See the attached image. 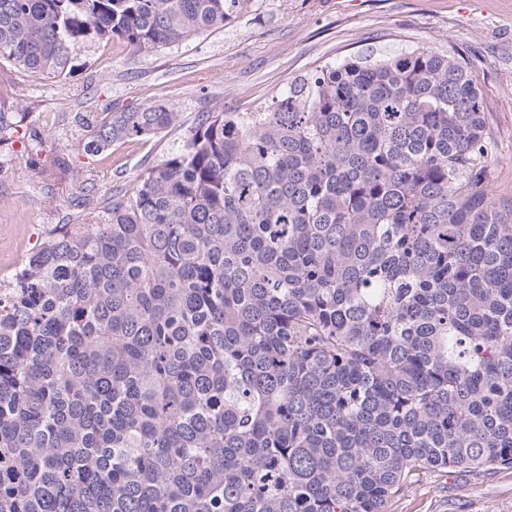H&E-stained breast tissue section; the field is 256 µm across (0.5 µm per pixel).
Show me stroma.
Wrapping results in <instances>:
<instances>
[{
	"label": "stroma",
	"mask_w": 512,
	"mask_h": 512,
	"mask_svg": "<svg viewBox=\"0 0 512 512\" xmlns=\"http://www.w3.org/2000/svg\"><path fill=\"white\" fill-rule=\"evenodd\" d=\"M418 46L456 50L468 60L496 131L489 183L497 196L512 198V0H245L223 28L180 44L141 53L117 40L84 46L64 80L1 61L0 107L23 115L43 144L37 154L15 144L0 160V278L51 227L84 219L78 184L57 170L42 174L39 163L71 153L76 113L164 100L179 114L164 135L80 155L97 176V196L106 198L164 158L201 113L249 112L325 63ZM388 512H512V473L424 475Z\"/></svg>",
	"instance_id": "35a3bbf8"
}]
</instances>
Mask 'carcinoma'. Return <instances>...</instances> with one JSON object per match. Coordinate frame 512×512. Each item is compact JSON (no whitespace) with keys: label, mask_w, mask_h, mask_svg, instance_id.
Instances as JSON below:
<instances>
[{"label":"carcinoma","mask_w":512,"mask_h":512,"mask_svg":"<svg viewBox=\"0 0 512 512\" xmlns=\"http://www.w3.org/2000/svg\"><path fill=\"white\" fill-rule=\"evenodd\" d=\"M244 0H0V59L222 27ZM94 154L179 122L76 114ZM42 138L0 108V154ZM464 57H349L203 112L0 281V512H386L422 474L512 472V204Z\"/></svg>","instance_id":"obj_1"}]
</instances>
